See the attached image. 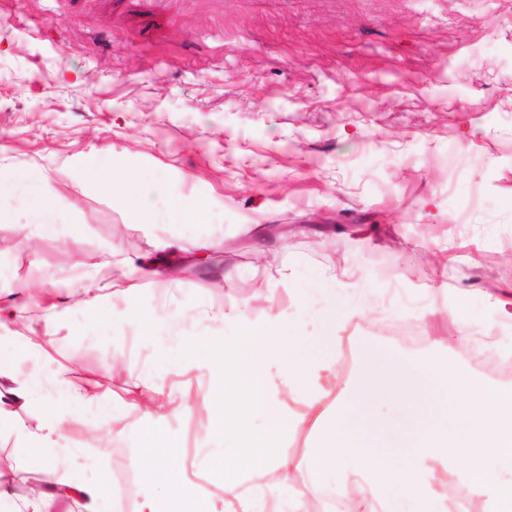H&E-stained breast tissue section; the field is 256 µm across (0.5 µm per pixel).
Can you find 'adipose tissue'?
<instances>
[{
  "instance_id": "ef3b65f1",
  "label": "adipose tissue",
  "mask_w": 512,
  "mask_h": 512,
  "mask_svg": "<svg viewBox=\"0 0 512 512\" xmlns=\"http://www.w3.org/2000/svg\"><path fill=\"white\" fill-rule=\"evenodd\" d=\"M108 178L87 176L86 189L121 196L139 223L166 220L182 223L195 213L194 205L179 196L169 197L165 214L155 213L139 189L138 172L127 159L109 161ZM12 189L36 214L41 233L56 230L53 209L47 204L46 178H19ZM322 308L321 332L307 334V318ZM363 307L354 302L337 304L336 291L322 289L320 296H302L290 318L253 322L245 309H231L227 317L236 330L224 341L213 342L211 366L224 383V410L215 430L224 437L223 512H258L260 492L272 484L289 489L297 477L320 491L357 484L361 495L353 512H447L443 489L449 478L482 496L486 512H512V385L491 386L465 372L454 360L451 347L411 360L375 342L355 344L359 369L351 378L337 370L341 330ZM166 341L157 349L165 363L194 350L197 339L184 335L182 319L173 315L159 320L146 315ZM41 386L31 375L0 386V426H16L18 408L31 404ZM448 397L451 416L465 430L460 438L446 430L414 428L412 410L419 408L430 389ZM124 392L127 406L152 422L142 431L143 454L150 471L175 497L191 488L170 464V446L159 439L168 415L190 409L191 399L164 394L139 377L128 376ZM300 412L287 411V404ZM262 416L275 420L280 435L304 429L313 436L308 459L294 460L272 451L268 434L255 432L252 421ZM383 438L391 447L404 449V460L392 464L387 455L368 450L372 440ZM402 495H394L392 485ZM18 502L15 512H55L59 502L82 501L84 512H114L115 498L104 485H87L59 477L38 494L17 490L14 475L0 472V499Z\"/></svg>"
}]
</instances>
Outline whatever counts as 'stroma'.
<instances>
[{"instance_id":"1","label":"stroma","mask_w":512,"mask_h":512,"mask_svg":"<svg viewBox=\"0 0 512 512\" xmlns=\"http://www.w3.org/2000/svg\"><path fill=\"white\" fill-rule=\"evenodd\" d=\"M126 158L150 197L203 206L183 224L138 223L117 196L87 191L85 167ZM44 175L59 231L0 200V336H44L43 402L19 409L35 426L71 388L107 383L100 404L71 402L57 449L0 429V461L18 480L117 486L203 512L220 501L211 440L220 406L208 348L158 364L142 308L180 315L186 334L230 332L219 315L247 305L252 320L291 315L299 295L335 276L336 299L364 304L344 336L420 356L466 332L458 362L491 385L478 340L512 325V0H0V177ZM28 232H21V225ZM162 238L205 243L210 270L126 291L138 259ZM112 264L97 313L69 311L46 326L45 292L69 299L81 276ZM41 282L31 303L19 282ZM461 307L429 316V303ZM123 374H113L114 362ZM192 398L163 434L193 496L168 499L138 453L148 421L129 411L124 374Z\"/></svg>"}]
</instances>
